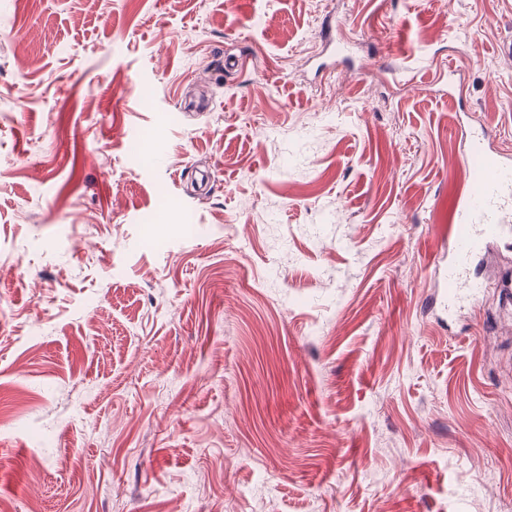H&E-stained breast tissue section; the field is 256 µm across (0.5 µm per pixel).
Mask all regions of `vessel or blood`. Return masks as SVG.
Listing matches in <instances>:
<instances>
[{"mask_svg":"<svg viewBox=\"0 0 512 512\" xmlns=\"http://www.w3.org/2000/svg\"><path fill=\"white\" fill-rule=\"evenodd\" d=\"M465 148L454 165L463 183L454 196L452 220L441 227L435 271L449 305L475 303L484 285L470 269L489 247L512 241V154L486 146L484 129L463 131Z\"/></svg>","mask_w":512,"mask_h":512,"instance_id":"1","label":"vessel or blood"}]
</instances>
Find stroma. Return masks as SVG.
<instances>
[{
	"instance_id": "stroma-1",
	"label": "stroma",
	"mask_w": 512,
	"mask_h": 512,
	"mask_svg": "<svg viewBox=\"0 0 512 512\" xmlns=\"http://www.w3.org/2000/svg\"><path fill=\"white\" fill-rule=\"evenodd\" d=\"M512 0H0V512H512V248L431 264Z\"/></svg>"
}]
</instances>
